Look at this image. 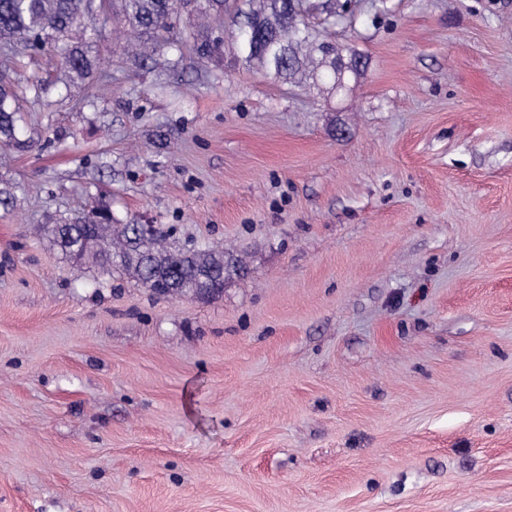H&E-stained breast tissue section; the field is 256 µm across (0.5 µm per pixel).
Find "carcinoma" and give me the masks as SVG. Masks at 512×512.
Segmentation results:
<instances>
[{"label": "carcinoma", "instance_id": "carcinoma-1", "mask_svg": "<svg viewBox=\"0 0 512 512\" xmlns=\"http://www.w3.org/2000/svg\"><path fill=\"white\" fill-rule=\"evenodd\" d=\"M128 25L158 41L175 24V0H121ZM351 0H232L227 34L248 61L256 60L275 75H284L300 87L317 88L336 83V67L322 32L311 21L334 26L345 18ZM95 0H0V46L22 43L32 51L55 48L67 80L89 77L99 66L90 55ZM20 95L0 78V143H16ZM53 228V243L77 267L94 265L106 273L126 271L152 294L195 296L200 275L233 268L243 272L242 261L226 259L224 250L207 247L176 251L168 245L169 231L141 224H116L112 211L101 206Z\"/></svg>", "mask_w": 512, "mask_h": 512}]
</instances>
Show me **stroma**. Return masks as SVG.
Instances as JSON below:
<instances>
[{
	"label": "stroma",
	"instance_id": "35a3bbf8",
	"mask_svg": "<svg viewBox=\"0 0 512 512\" xmlns=\"http://www.w3.org/2000/svg\"><path fill=\"white\" fill-rule=\"evenodd\" d=\"M206 5L146 57L106 0L0 145V512H512V0H356L340 94ZM101 198L246 275L74 267L44 228Z\"/></svg>",
	"mask_w": 512,
	"mask_h": 512
}]
</instances>
